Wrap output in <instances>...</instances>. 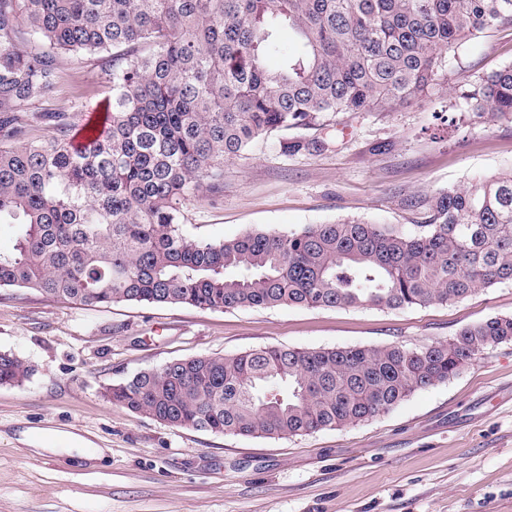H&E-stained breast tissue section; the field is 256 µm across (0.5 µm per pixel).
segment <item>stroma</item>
I'll return each mask as SVG.
<instances>
[{
  "mask_svg": "<svg viewBox=\"0 0 512 512\" xmlns=\"http://www.w3.org/2000/svg\"><path fill=\"white\" fill-rule=\"evenodd\" d=\"M512 63V25L485 31L448 63L447 83L395 112L338 116L288 131L306 149L256 140L224 164L219 194L201 191L187 227L231 239L257 227L298 230L362 220L412 232L414 202L512 168V114L465 111L462 85ZM109 54L60 57L49 98L25 105L76 114L109 98ZM512 315V284L403 310L115 303L92 310L25 288H0V351L30 368L0 385V512H512V341L458 376L356 426L283 439L177 428L113 404L134 374L199 356L264 347H418ZM102 449L89 457L90 449Z\"/></svg>",
  "mask_w": 512,
  "mask_h": 512,
  "instance_id": "1",
  "label": "stroma"
}]
</instances>
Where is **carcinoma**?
I'll return each mask as SVG.
<instances>
[{
	"label": "carcinoma",
	"mask_w": 512,
	"mask_h": 512,
	"mask_svg": "<svg viewBox=\"0 0 512 512\" xmlns=\"http://www.w3.org/2000/svg\"><path fill=\"white\" fill-rule=\"evenodd\" d=\"M512 22V0H0V288L86 309L112 303L402 309L512 284V171L415 202L418 232L343 221L256 228L230 240L186 229L185 207L224 185L257 138L320 130L339 114L393 112L448 81V55ZM287 28L298 48L275 69ZM112 54L102 123L48 112L27 138L15 107L60 82L59 56ZM512 113V64L462 94ZM512 340L494 316L428 346L267 347L141 371L111 401L173 427L287 438L367 422ZM29 375L0 352V385Z\"/></svg>",
	"instance_id": "cac0c4a2"
}]
</instances>
